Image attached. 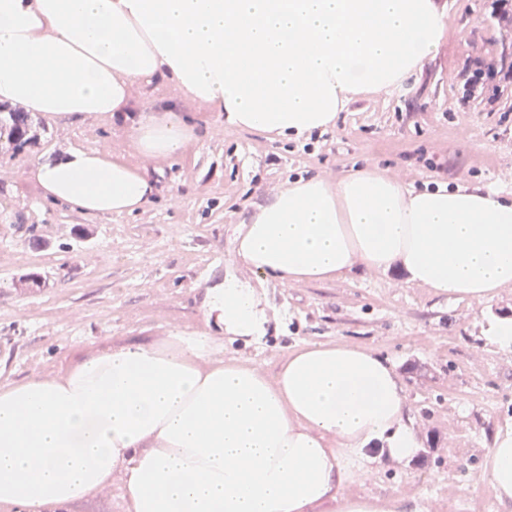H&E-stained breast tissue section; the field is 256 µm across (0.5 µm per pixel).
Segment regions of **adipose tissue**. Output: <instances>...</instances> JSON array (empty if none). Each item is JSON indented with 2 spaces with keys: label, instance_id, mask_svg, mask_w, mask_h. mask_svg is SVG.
Returning <instances> with one entry per match:
<instances>
[{
  "label": "adipose tissue",
  "instance_id": "adipose-tissue-1",
  "mask_svg": "<svg viewBox=\"0 0 512 512\" xmlns=\"http://www.w3.org/2000/svg\"><path fill=\"white\" fill-rule=\"evenodd\" d=\"M448 27L438 0H0V103L122 122L139 162L75 148L33 159L25 178L52 203L125 215L155 192L150 163L196 139L172 109H133L138 84L172 82L225 128L299 138L422 72ZM235 256L283 283L360 268L479 303L512 288V193L417 190L366 159L276 190L238 227ZM202 320L0 384V512H64L117 472L125 512H428L344 491L421 448L387 358L338 340L288 351L272 373L225 357L269 323L233 275L206 289ZM482 473L512 506V429Z\"/></svg>",
  "mask_w": 512,
  "mask_h": 512
}]
</instances>
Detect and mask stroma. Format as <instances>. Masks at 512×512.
Returning <instances> with one entry per match:
<instances>
[{
  "mask_svg": "<svg viewBox=\"0 0 512 512\" xmlns=\"http://www.w3.org/2000/svg\"><path fill=\"white\" fill-rule=\"evenodd\" d=\"M450 30L422 74L377 98L359 97L334 129L300 140L199 120V142L155 163L157 193L123 216H87L40 199L21 178L36 157L70 148L131 149L125 129L37 118V142L0 154V383L60 371L73 351L151 343L197 324L205 290L232 274L256 289L271 319L265 339L225 357L274 370L284 351L342 340L393 360L417 415L416 459L359 475L347 488L383 500L404 494L430 512H503L480 469L499 429L512 428V355L487 343L494 317L512 316V289L454 302L402 275L352 274L286 286L234 257V230L288 180L328 178L368 158L422 186L512 191V80L466 87L475 70L512 65V28L496 0H439Z\"/></svg>",
  "mask_w": 512,
  "mask_h": 512,
  "instance_id": "obj_1",
  "label": "stroma"
}]
</instances>
